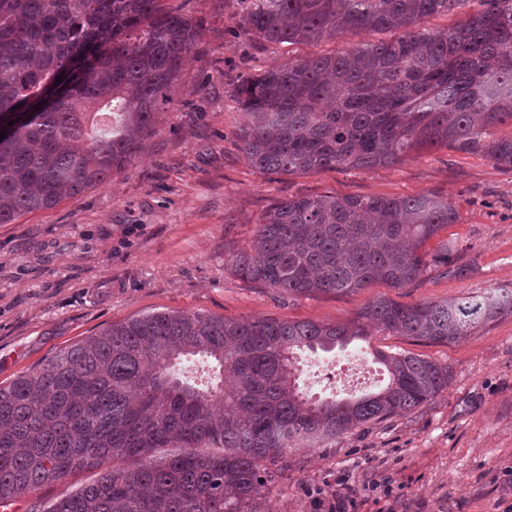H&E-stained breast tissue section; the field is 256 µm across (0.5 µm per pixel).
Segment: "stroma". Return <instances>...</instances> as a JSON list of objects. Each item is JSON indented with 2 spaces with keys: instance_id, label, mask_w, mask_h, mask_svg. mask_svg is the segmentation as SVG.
Returning <instances> with one entry per match:
<instances>
[{
  "instance_id": "35a3bbf8",
  "label": "stroma",
  "mask_w": 512,
  "mask_h": 512,
  "mask_svg": "<svg viewBox=\"0 0 512 512\" xmlns=\"http://www.w3.org/2000/svg\"><path fill=\"white\" fill-rule=\"evenodd\" d=\"M243 0H191L204 19L169 108L140 153L104 185L56 207L0 224V384L108 326L156 311L203 312L229 320L276 318L335 324L370 302L440 301L512 283V169L482 153L422 149L390 168L263 175L238 148L241 114L232 99L250 74L291 60L330 55L381 32L289 46L231 36ZM449 198L455 224L431 239L454 242L462 277L442 269L395 288L376 280L346 297L279 294L237 276L231 255L246 247L276 201L339 197ZM408 351L450 370L448 388L429 404L288 452L256 512H311L307 489L348 475L353 489L390 477V497L358 499V512H504L512 504V316L451 344H420L372 332L347 348L302 351L305 392L317 399L360 395L387 380L373 353ZM358 358L374 376L340 387V368ZM82 471L15 500L17 512L92 484Z\"/></svg>"
}]
</instances>
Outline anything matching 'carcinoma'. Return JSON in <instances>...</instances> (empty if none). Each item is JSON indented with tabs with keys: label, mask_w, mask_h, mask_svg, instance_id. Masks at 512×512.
<instances>
[{
	"label": "carcinoma",
	"mask_w": 512,
	"mask_h": 512,
	"mask_svg": "<svg viewBox=\"0 0 512 512\" xmlns=\"http://www.w3.org/2000/svg\"><path fill=\"white\" fill-rule=\"evenodd\" d=\"M188 2L0 0V114L31 113L0 140V224L106 183L138 154L204 31ZM465 2L249 0L238 27L267 43L401 35L244 78L234 97L247 161L263 175L311 174L458 146L512 169V137L483 141L512 123V0H481L449 30L420 28ZM107 106L116 125L98 129ZM456 221L431 194L293 197L263 213L231 266L290 295H348L375 280L403 288L432 268L463 271L448 244L426 249ZM506 315L512 286L443 302L379 298L338 324L195 312L112 324L0 385V502L97 470L31 512H255L288 450L412 412L450 379L431 359L378 350L383 387L314 400L297 352L344 347L371 328L449 344ZM197 355L213 363L205 387L176 372Z\"/></svg>",
	"instance_id": "carcinoma-1"
}]
</instances>
